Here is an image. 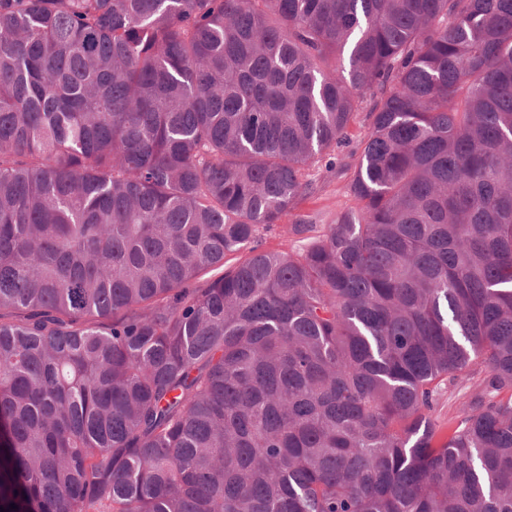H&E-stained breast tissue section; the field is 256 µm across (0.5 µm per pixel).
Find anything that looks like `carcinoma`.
<instances>
[{"label":"carcinoma","mask_w":512,"mask_h":512,"mask_svg":"<svg viewBox=\"0 0 512 512\" xmlns=\"http://www.w3.org/2000/svg\"><path fill=\"white\" fill-rule=\"evenodd\" d=\"M1 508L512 512V0H0ZM370 107L367 97L352 117L344 146L325 156L319 163V168L310 170L311 175L308 178L317 180V189L313 193L301 196L292 212L282 218V224L260 228L259 238L265 249L289 253L307 243L302 241L300 236L284 232V225L294 224L299 216L309 215L316 224L315 232L307 235H320L326 231L329 224H333L337 214L357 206L356 201L347 192V185L353 175L354 159L360 153L362 141L371 124ZM329 160H332L331 163L335 161L336 166L326 172L325 165L327 164L328 169ZM459 414V406L456 401L453 389L444 393L443 396L434 404L430 415L437 423L448 427V420L455 418Z\"/></svg>","instance_id":"obj_1"}]
</instances>
